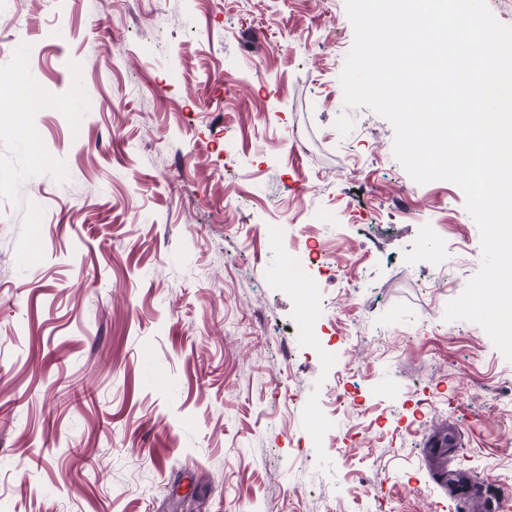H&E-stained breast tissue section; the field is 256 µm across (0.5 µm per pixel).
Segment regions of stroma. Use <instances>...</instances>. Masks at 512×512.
<instances>
[{"label": "stroma", "instance_id": "stroma-1", "mask_svg": "<svg viewBox=\"0 0 512 512\" xmlns=\"http://www.w3.org/2000/svg\"><path fill=\"white\" fill-rule=\"evenodd\" d=\"M353 41L345 0L0 8V76L46 102L0 99V512H441L442 426L512 492V362L444 318L479 230L345 108ZM312 245L336 278L288 288ZM8 99L13 103H22L29 111L36 110L42 106V101L37 92L29 84L16 77H8L1 81Z\"/></svg>", "mask_w": 512, "mask_h": 512}]
</instances>
